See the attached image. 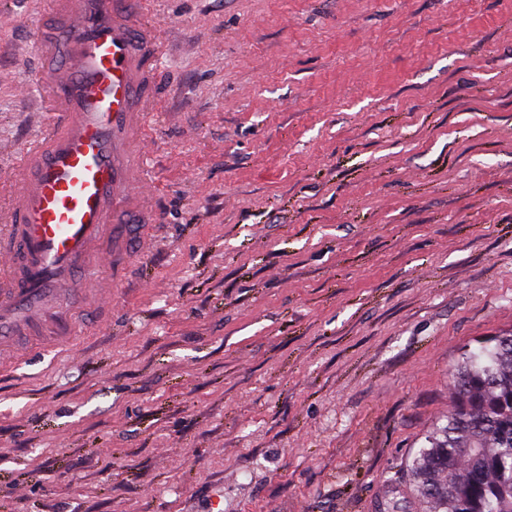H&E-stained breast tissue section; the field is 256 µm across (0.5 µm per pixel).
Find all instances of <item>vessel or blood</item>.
I'll return each mask as SVG.
<instances>
[{"instance_id": "vessel-or-blood-1", "label": "vessel or blood", "mask_w": 512, "mask_h": 512, "mask_svg": "<svg viewBox=\"0 0 512 512\" xmlns=\"http://www.w3.org/2000/svg\"><path fill=\"white\" fill-rule=\"evenodd\" d=\"M43 123L14 179L0 182V371L33 343L68 351L84 304L104 323L112 294L155 232L146 145L161 77L147 0H51L35 25Z\"/></svg>"}]
</instances>
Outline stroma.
<instances>
[{"mask_svg":"<svg viewBox=\"0 0 512 512\" xmlns=\"http://www.w3.org/2000/svg\"><path fill=\"white\" fill-rule=\"evenodd\" d=\"M0 0V178L35 134ZM156 237L0 377V512H379L512 329V0H149Z\"/></svg>","mask_w":512,"mask_h":512,"instance_id":"obj_1","label":"stroma"}]
</instances>
